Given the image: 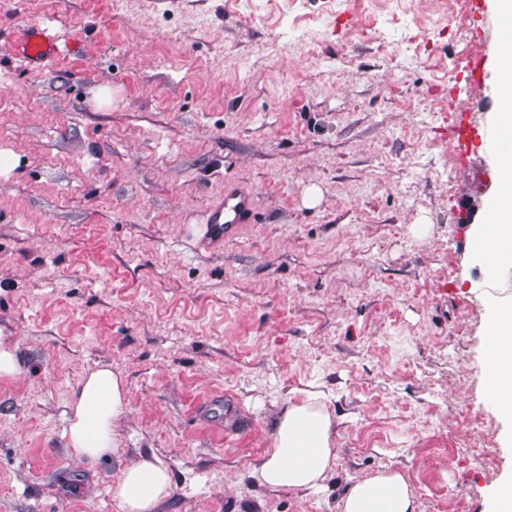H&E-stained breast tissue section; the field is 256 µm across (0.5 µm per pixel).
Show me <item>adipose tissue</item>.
I'll list each match as a JSON object with an SVG mask.
<instances>
[{
  "instance_id": "obj_1",
  "label": "adipose tissue",
  "mask_w": 512,
  "mask_h": 512,
  "mask_svg": "<svg viewBox=\"0 0 512 512\" xmlns=\"http://www.w3.org/2000/svg\"><path fill=\"white\" fill-rule=\"evenodd\" d=\"M497 110L488 122L502 134L497 161L498 190L490 205L499 215L496 225L478 226L473 249L498 262L496 281L512 278V93L497 92ZM490 363L497 383L487 395L500 412L512 418V304L505 302L488 336ZM127 412L125 380L110 366L90 371L73 389L69 400L65 446L78 459H99L117 450L114 427ZM336 422L323 395L307 393L299 402H286L273 423L271 447L252 466L251 477L270 488H319L336 456ZM172 490L167 466L155 456L123 467L110 491L121 512H160ZM341 512H416L406 477L380 472L356 483L343 497Z\"/></svg>"
}]
</instances>
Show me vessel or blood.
<instances>
[{"mask_svg":"<svg viewBox=\"0 0 512 512\" xmlns=\"http://www.w3.org/2000/svg\"><path fill=\"white\" fill-rule=\"evenodd\" d=\"M5 46L8 52L32 68L70 56L76 51L74 45L60 41L49 25L39 21L17 27ZM257 221L252 190L242 185H228L224 188L223 200L209 213L208 233L212 242L220 243L236 238L244 225Z\"/></svg>","mask_w":512,"mask_h":512,"instance_id":"vessel-or-blood-1","label":"vessel or blood"}]
</instances>
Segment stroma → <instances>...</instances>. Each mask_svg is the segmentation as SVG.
I'll use <instances>...</instances> for the list:
<instances>
[{
    "instance_id": "obj_1",
    "label": "stroma",
    "mask_w": 512,
    "mask_h": 512,
    "mask_svg": "<svg viewBox=\"0 0 512 512\" xmlns=\"http://www.w3.org/2000/svg\"><path fill=\"white\" fill-rule=\"evenodd\" d=\"M0 0V38L40 19L79 54H0V512H120L109 487L154 455L162 512H339L402 472L417 512H492L512 420L486 392L498 299L469 232L497 186L478 149L498 42L491 0ZM112 88L99 109L95 89ZM263 221L221 246L225 182ZM425 232H418V225ZM127 388L112 457L63 438L78 381ZM336 420L321 487L249 475L286 400Z\"/></svg>"
}]
</instances>
